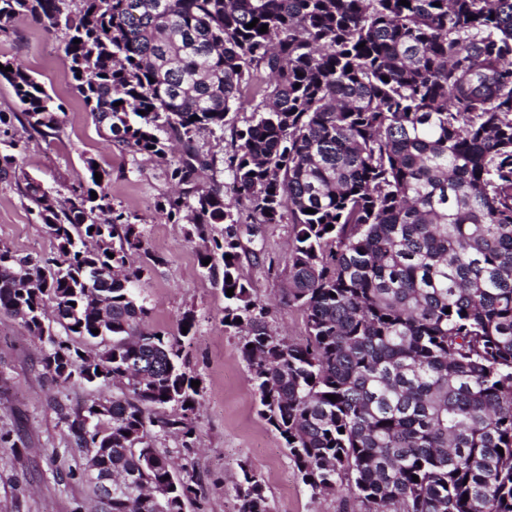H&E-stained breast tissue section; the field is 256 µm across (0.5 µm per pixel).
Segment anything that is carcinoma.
<instances>
[{
	"label": "carcinoma",
	"instance_id": "cac0c4a2",
	"mask_svg": "<svg viewBox=\"0 0 512 512\" xmlns=\"http://www.w3.org/2000/svg\"><path fill=\"white\" fill-rule=\"evenodd\" d=\"M408 2L0 0V25L22 15L63 33L107 145L164 157L181 144L166 171L179 184L216 169L197 133L251 112L225 160L233 196L215 183L158 209L192 224L206 242L198 260L210 259L202 269L234 289L224 327L246 331L260 415L312 495L347 492L365 512H512V0ZM0 64L21 105L0 112V134L18 123L57 136L62 105L21 66ZM262 71L269 82L254 83ZM9 147L0 174L37 209L57 255L0 249V311L45 346L54 382L119 389L59 413L77 447L111 449L112 472L136 482V497L115 488L103 512H182L191 480L155 441L173 433L192 447L200 390L185 334L159 338L147 325L135 286L144 268L128 266L142 231L113 208L102 191L111 173L94 159L91 185L60 201L20 167L19 143ZM286 214L296 245L282 300L303 313L302 343L268 332L238 272L233 225ZM69 336L110 343L83 357ZM169 405L181 414L152 416ZM236 497L238 512H269L248 470Z\"/></svg>",
	"mask_w": 512,
	"mask_h": 512
}]
</instances>
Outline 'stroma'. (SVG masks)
I'll return each instance as SVG.
<instances>
[{"mask_svg": "<svg viewBox=\"0 0 512 512\" xmlns=\"http://www.w3.org/2000/svg\"><path fill=\"white\" fill-rule=\"evenodd\" d=\"M0 57L21 62L61 103L64 123L50 141L26 139L19 163L44 186L67 193L85 179L86 158L110 170L105 190L114 208L134 215L146 247L162 264L142 275L140 297L155 331L179 335V320L192 312L195 326L185 344L187 368L200 381L195 417V445L181 447L172 436H158L156 446L176 467L198 480L185 512H238L235 488L250 470L261 481L270 512H356L357 502L342 496H312L302 482L279 433L260 416L248 368L239 347L242 334L224 328V295L201 270V240L190 225L171 224L155 204L172 190L165 163L149 155L106 149L93 118L76 89L60 34L30 17L19 16L0 32ZM242 245L239 272L251 282L255 297L270 308L269 332L291 342L305 338L301 313L281 304L289 252L296 244L291 220L279 224H239ZM16 257L48 256L56 243L12 177L0 175V248ZM43 344L19 319L0 312V512H102L77 473L80 453L58 422L61 409H74L94 398H108L112 387L53 382L41 364Z\"/></svg>", "mask_w": 512, "mask_h": 512, "instance_id": "stroma-1", "label": "stroma"}]
</instances>
